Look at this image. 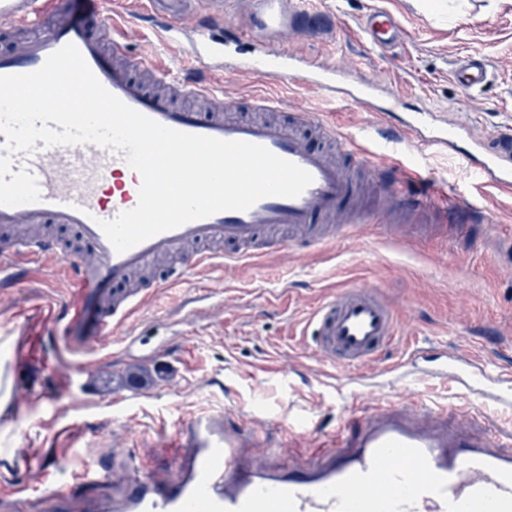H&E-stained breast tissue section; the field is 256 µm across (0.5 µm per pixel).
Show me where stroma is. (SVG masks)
Instances as JSON below:
<instances>
[{
	"label": "stroma",
	"instance_id": "obj_1",
	"mask_svg": "<svg viewBox=\"0 0 512 512\" xmlns=\"http://www.w3.org/2000/svg\"><path fill=\"white\" fill-rule=\"evenodd\" d=\"M312 2L318 13L312 33L284 32L271 47L304 65H333L349 80L379 84L380 98L396 93L393 125L427 109L463 124L475 137L512 130V0H440L434 11L421 0ZM376 9L396 15L403 28L401 41L382 50L359 33L362 18ZM270 46L256 40L238 52ZM473 53L488 61L489 71L484 84L468 91L453 82L451 72L458 59ZM261 90L287 97L292 107L320 106L324 119L353 135L375 122L354 103L323 100L317 89L294 82L224 80L225 93L245 114ZM400 162L446 184L458 200L487 208L498 231L484 234L475 227L444 241L415 231L412 223L396 225L384 209L362 236L339 234L315 251L245 260L229 273L197 270L185 283L155 292L143 280L150 295L130 320L141 346L128 353L112 345V358L98 374H76L68 384V396L85 405L84 428L61 435L67 420L43 399L0 418V512H85L89 502L121 495L131 458L167 470L179 423L208 410L238 411L296 457L315 452L318 437L343 419L385 401L417 411L425 403H441L449 422H456L468 399L438 381L417 376L397 382L378 372L371 395L356 394L352 371L319 362L306 327L317 303L343 286L378 284L397 315L398 339L386 363L399 360L415 342L512 367V198L481 196L473 173L457 157L414 148ZM63 291V283L49 274L33 273L9 301L0 300V336L23 335L22 310L63 300ZM212 304L222 306L221 321L189 320L190 310ZM139 365L153 371L144 396L112 379L114 372ZM29 449L42 451L55 465L65 493L51 498L32 491L17 499L20 475L11 468L12 458ZM99 459L108 464L106 475L80 483L84 466Z\"/></svg>",
	"mask_w": 512,
	"mask_h": 512
}]
</instances>
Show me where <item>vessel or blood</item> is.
Instances as JSON below:
<instances>
[{
    "mask_svg": "<svg viewBox=\"0 0 512 512\" xmlns=\"http://www.w3.org/2000/svg\"><path fill=\"white\" fill-rule=\"evenodd\" d=\"M103 2L85 0L89 15L99 22L94 32L67 7L29 8L25 0H0V36L20 42L19 51L0 54V76L36 71L50 54L75 44L99 82L132 109L177 131L262 145L307 170L313 182L298 197H267L245 211H221L120 253L99 223L138 202L142 178L123 153L94 144L48 147L39 140L35 152L15 154L13 170L24 167L34 175L40 198L0 206V239L8 243L0 250V294L12 292L31 271L41 270L65 280L66 298L28 311L34 330L17 338L12 353L27 363L49 353L50 333L60 328L68 332L71 346L97 348V355L81 365L87 373L99 369L101 353L117 331H124L126 345L134 344L126 324L144 294L128 283L150 261H169L160 281L166 287L216 259L231 269L243 260L300 244L320 247L335 237L337 225L370 220L357 211L359 193L343 167L313 149L299 132L318 121L316 112H291L274 98L257 95L253 106L262 111L261 119L234 117L235 100L216 82L224 73L225 45L209 34L216 21L210 4L193 11L191 21L184 0H152L151 6L134 11L151 23L154 8H161L168 21L153 26L156 40L177 47L209 70L205 77H174L155 54L130 55L126 20L105 13ZM285 20L279 0H264L255 23L273 31ZM360 27L378 49L402 34L395 15L383 11L366 15ZM235 71L281 84L295 79L320 90L324 98L377 108L374 85L349 87L340 70H304L282 53L248 57ZM487 75L486 61L474 57L459 59L452 71L455 84L465 90L482 85ZM322 128L340 140L352 162L372 170L379 194L401 210L419 217L438 210L442 221L428 225V232L443 236L451 224L490 222L489 212L452 201L447 187L418 170L373 161L376 153L404 147L454 148L456 125H435L425 111L415 113L395 137L383 130L374 138L356 137L332 122ZM478 149L481 159L474 174L479 185L512 194V140L482 143ZM49 225L76 232L80 258L65 261L63 247L45 231ZM224 242L229 245L225 251L220 248ZM309 326L319 356L340 367L378 363L397 337L392 305L383 291L366 284L346 285L323 299ZM430 355L429 348L411 345L391 373L399 378L415 375ZM429 375L472 395L458 427H449L448 409L442 405L427 406L414 418L400 406L380 404L340 422L315 457L286 468L272 460L262 466L251 462L246 450L256 433L237 415L223 409L200 413L177 428L182 452L170 462L174 477L161 481L154 469L132 464L129 488L119 500L104 505L103 512H512V450L496 434L471 431L473 424L489 422L492 412H512V397L506 394L512 372L490 369L480 356L456 352L441 355ZM14 467L25 476L15 488L17 495L41 488L59 496L53 472L39 451L22 456Z\"/></svg>",
    "mask_w": 512,
    "mask_h": 512,
    "instance_id": "vessel-or-blood-1",
    "label": "vessel or blood"
}]
</instances>
